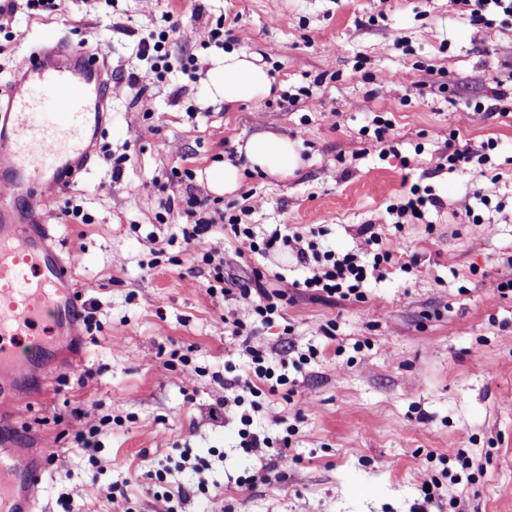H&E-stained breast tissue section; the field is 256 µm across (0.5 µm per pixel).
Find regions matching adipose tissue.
<instances>
[{
    "mask_svg": "<svg viewBox=\"0 0 512 512\" xmlns=\"http://www.w3.org/2000/svg\"><path fill=\"white\" fill-rule=\"evenodd\" d=\"M222 62L224 74L215 90L225 103L249 102L270 92L272 80L255 55L228 52ZM242 151L251 167L273 176H288L300 164L294 144L269 132L250 136Z\"/></svg>",
    "mask_w": 512,
    "mask_h": 512,
    "instance_id": "adipose-tissue-1",
    "label": "adipose tissue"
}]
</instances>
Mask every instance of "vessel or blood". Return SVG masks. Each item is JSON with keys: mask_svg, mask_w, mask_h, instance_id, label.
<instances>
[{"mask_svg": "<svg viewBox=\"0 0 512 512\" xmlns=\"http://www.w3.org/2000/svg\"><path fill=\"white\" fill-rule=\"evenodd\" d=\"M69 97L53 100L57 88ZM111 70L58 39L24 54L0 92V412L21 383L49 382V337L78 328L76 262L53 245L42 206L93 165L106 128ZM45 464L21 448L0 455V512H36Z\"/></svg>", "mask_w": 512, "mask_h": 512, "instance_id": "1", "label": "vessel or blood"}]
</instances>
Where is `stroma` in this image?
I'll use <instances>...</instances> for the list:
<instances>
[{"label": "stroma", "instance_id": "35a3bbf8", "mask_svg": "<svg viewBox=\"0 0 512 512\" xmlns=\"http://www.w3.org/2000/svg\"><path fill=\"white\" fill-rule=\"evenodd\" d=\"M166 13L195 37L169 35L162 81L127 88L148 66L139 39L163 29ZM219 24L223 40L208 39ZM50 38L98 46L125 89L110 102L91 171L46 203L64 255L79 261L81 301L94 303L97 325L52 340L51 383L30 381L20 415L0 418V435L54 452L41 512H58L66 476L81 490L74 512H114L112 486L135 512H150L148 471L175 466L186 448L207 462L212 489L182 512H413L424 472L439 483L433 512H455L457 499L464 512H512V295L495 288L512 276V116L470 111L489 103L512 63V19L477 29L452 0H67L62 11L17 12L12 39L0 35V86L19 56ZM232 50L259 56L270 95L229 106L211 98ZM192 56L207 64L193 79L181 67ZM301 89L306 98L283 103ZM377 117L395 130L382 147L372 142ZM454 130L460 143L483 147V169L437 168ZM262 131L296 143L301 164L288 177L251 169L239 153ZM224 160L241 168L240 185L208 193L200 175ZM413 184L441 207L413 224L381 223ZM476 188L482 199L472 198ZM191 192L239 216L258 241L277 227L313 230L321 251L342 253L373 223L392 254L364 301L294 291L278 327L251 339L282 351L293 393L260 398L256 410L229 407L224 421L208 414L219 390L212 375L244 376L249 361L224 325L248 313L240 289L258 274L276 288L308 271L284 248L239 254L220 227L212 258L193 252L181 233ZM75 209L80 219H71ZM217 260L224 297L206 288ZM175 353L201 375L182 380L166 365ZM244 411L276 442L274 414L294 425L286 478L237 484L260 467L239 447ZM79 412L98 422L99 448L77 447Z\"/></svg>", "mask_w": 512, "mask_h": 512}]
</instances>
